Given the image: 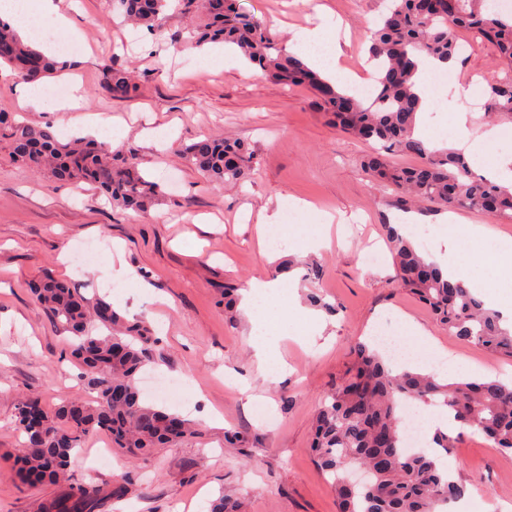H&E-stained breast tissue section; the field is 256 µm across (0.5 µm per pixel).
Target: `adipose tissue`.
Instances as JSON below:
<instances>
[{
    "label": "adipose tissue",
    "instance_id": "obj_1",
    "mask_svg": "<svg viewBox=\"0 0 512 512\" xmlns=\"http://www.w3.org/2000/svg\"><path fill=\"white\" fill-rule=\"evenodd\" d=\"M45 19L54 20L59 32L67 36L72 55L82 53V43L78 36L73 35L69 21L59 13L56 0H26L20 8L14 5L13 0H0V22L12 28L24 41L35 42L33 31ZM470 125L468 114L458 112L451 118L450 138L435 136L421 127L416 128L415 135L433 149L451 142L464 147L472 155L485 152L497 138V129H490L477 139L473 137ZM239 307L254 325L263 326L273 321L284 323L297 315L302 318L308 331L316 333L323 327L321 315L301 306L297 296L291 294L288 284L281 280L251 283L244 290Z\"/></svg>",
    "mask_w": 512,
    "mask_h": 512
}]
</instances>
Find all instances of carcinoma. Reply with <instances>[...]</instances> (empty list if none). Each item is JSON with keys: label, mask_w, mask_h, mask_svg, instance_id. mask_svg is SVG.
<instances>
[{"label": "carcinoma", "mask_w": 512, "mask_h": 512, "mask_svg": "<svg viewBox=\"0 0 512 512\" xmlns=\"http://www.w3.org/2000/svg\"><path fill=\"white\" fill-rule=\"evenodd\" d=\"M480 2L443 0L442 10L427 11L423 0H391L371 32L377 94L366 100L339 90L301 58L285 53L269 29L244 12L238 0H183V5L197 23V43L231 45L272 80L311 91L317 106L344 133L381 144L382 150L367 154L362 165L378 189L397 194L401 207L465 204L493 217H512V186L475 174L463 154L431 149L414 136L421 109L413 80L418 58L453 60L461 30L495 47L503 67L490 86L486 110L512 117V20L482 9ZM114 3L129 21L155 32L167 0ZM1 64L28 82L67 67L4 26H0ZM101 87L120 101L139 91L129 73L114 63L102 68ZM0 140L7 143L13 164L58 182H88L114 206L144 212L163 196L161 186L147 179L133 160L95 140L62 144L51 126L21 122L10 112H0ZM385 150L416 156L421 163L396 167ZM182 156L186 165L218 188L241 185L258 163L247 144L210 136L186 146ZM386 235L394 280L434 314L448 335L493 355L512 357V330L501 325L497 311L487 308L464 282L448 278L394 225H386ZM31 292L72 334L70 354L95 397L63 405L53 414L35 395L18 403L14 425L25 435L22 473L32 485H65L61 494L40 501L39 512H101L108 500L135 495L138 484L128 477L105 492L70 482L71 457L86 437L104 432L112 447L132 459L146 460L157 449L194 436L196 429L190 421L140 399L136 375L151 342L147 326L127 321L102 299L86 298L49 271L31 285ZM407 401L442 404L459 428L482 435L491 447L512 455V384L497 378L441 383L413 368L394 370L377 350L360 344L351 370L322 398L310 445L316 465L332 479L337 512H440L444 503L468 494L466 482L443 468L439 455L458 447L461 435L441 434L433 447L413 454L405 451L399 426L401 405ZM210 512L245 510L240 498L223 494L211 503Z\"/></svg>", "instance_id": "cac0c4a2"}]
</instances>
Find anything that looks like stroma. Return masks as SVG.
Instances as JSON below:
<instances>
[{
    "mask_svg": "<svg viewBox=\"0 0 512 512\" xmlns=\"http://www.w3.org/2000/svg\"><path fill=\"white\" fill-rule=\"evenodd\" d=\"M241 8L269 27L279 45L304 29L330 26L350 76H368L370 33L388 0H239ZM62 10L84 36L89 54L63 53L70 73L82 80L88 115L107 136L109 124L124 128L118 145L165 199L149 212L121 210L91 184L59 183L10 162L0 143V512H38V503L57 494L54 486L32 488L20 481L8 456L21 437L14 426L17 402L37 395L47 411L75 399H92L81 369L70 356L69 334L37 303L30 284L44 269L68 280L89 299L119 305L128 319L146 322L154 342L146 352L149 372L176 380L169 397L145 395L146 403L192 421L198 433L176 448L158 449L145 463L113 454L107 468L89 467L84 456L71 463L74 482L112 487L133 476L140 491L122 502V512H209L221 492L244 495L247 512H337L326 477L314 464L309 443L323 395L354 360L358 342L371 341L387 326L404 337L408 366L429 372L445 358L441 380L489 375L512 381V358L488 354L442 330L414 295L395 287L390 257L369 264L371 248L384 246L382 227L400 221L391 193L378 190L360 165L365 143L343 133L316 105L311 93L248 76L233 49L224 63L207 65L189 49L191 20L182 6L166 13L160 34L152 35L111 18L112 0H63ZM111 61L138 81L137 96L112 99L101 88V66ZM498 71L494 48L483 44L457 56L451 69L433 79L432 103L422 125L449 130L452 113L471 112V130L502 134L488 152L471 157L478 174L496 159L512 157V121H488L483 105ZM479 94L459 95L462 85ZM27 85L8 67L0 68V111L32 125H51L60 142L71 139L75 113L42 96L40 106H21ZM209 135L249 142L260 163L242 189L210 185L179 157L181 146ZM167 138L160 146L159 138ZM309 202L311 211L276 208L275 196ZM279 211L280 223L313 231L322 214L335 217L331 248L301 253L298 239L271 233L257 244L260 212ZM113 242L108 254L75 262L82 244ZM322 269L311 279L305 266ZM288 275L300 300L319 292L335 310L326 314L323 334L308 336L297 320L276 326L278 350L288 363L284 374L261 375L245 315L228 320L224 290L246 289L257 280ZM135 269L150 291L125 280H108L109 268ZM421 335L407 336L406 324ZM248 435L246 448L230 447L228 432ZM446 462L466 481L471 501L489 494L503 512H512V456L499 453L479 435L465 434L449 449Z\"/></svg>",
    "mask_w": 512,
    "mask_h": 512,
    "instance_id": "stroma-1",
    "label": "stroma"
}]
</instances>
